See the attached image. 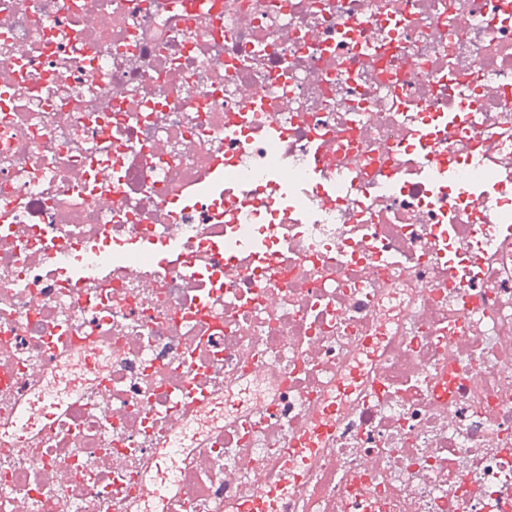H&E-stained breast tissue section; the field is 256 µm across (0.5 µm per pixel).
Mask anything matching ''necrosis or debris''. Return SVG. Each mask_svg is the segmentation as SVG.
I'll return each instance as SVG.
<instances>
[{
  "instance_id": "necrosis-or-debris-1",
  "label": "necrosis or debris",
  "mask_w": 512,
  "mask_h": 512,
  "mask_svg": "<svg viewBox=\"0 0 512 512\" xmlns=\"http://www.w3.org/2000/svg\"><path fill=\"white\" fill-rule=\"evenodd\" d=\"M506 127L512 0H0V512H512Z\"/></svg>"
}]
</instances>
